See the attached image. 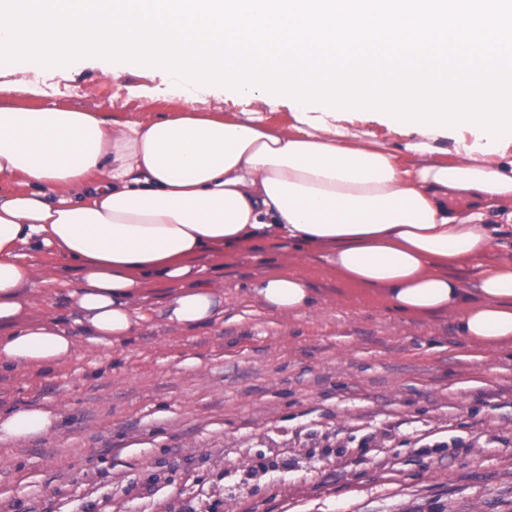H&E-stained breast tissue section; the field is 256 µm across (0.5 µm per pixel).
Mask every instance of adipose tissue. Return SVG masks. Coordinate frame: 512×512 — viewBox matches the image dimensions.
Here are the masks:
<instances>
[{"label": "adipose tissue", "instance_id": "adipose-tissue-1", "mask_svg": "<svg viewBox=\"0 0 512 512\" xmlns=\"http://www.w3.org/2000/svg\"><path fill=\"white\" fill-rule=\"evenodd\" d=\"M26 83L0 84V366L43 369L75 351L76 337L106 348L155 315L184 331L224 319V291L209 261L290 245L322 252L337 278L399 313L451 316L463 338L512 345V259L481 264L488 216L512 227V167L494 148L458 143L464 162L433 156L419 135L397 154L327 117L288 129L257 112L224 119L179 112L118 119L53 104L26 108ZM474 198L454 210L448 198ZM75 264V281L51 278L76 313L79 334L34 316L35 258ZM480 268L463 284L454 268ZM166 287L155 310V284ZM276 312L314 302L306 276L277 267L254 288ZM52 408L0 416V441L42 435Z\"/></svg>", "mask_w": 512, "mask_h": 512}]
</instances>
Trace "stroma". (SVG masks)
<instances>
[{
  "label": "stroma",
  "mask_w": 512,
  "mask_h": 512,
  "mask_svg": "<svg viewBox=\"0 0 512 512\" xmlns=\"http://www.w3.org/2000/svg\"><path fill=\"white\" fill-rule=\"evenodd\" d=\"M28 81L39 91L16 105L293 121L287 100L251 105L221 86L191 97L102 59L0 70V84ZM342 123L397 153L412 139L368 113ZM271 265L307 273L309 309L252 295ZM214 285L223 323L184 332L157 318L104 352L77 341L57 367H0L1 416L59 415L44 435L0 442V512H512L511 347L357 297L320 254L290 247L230 260Z\"/></svg>",
  "instance_id": "obj_1"
}]
</instances>
